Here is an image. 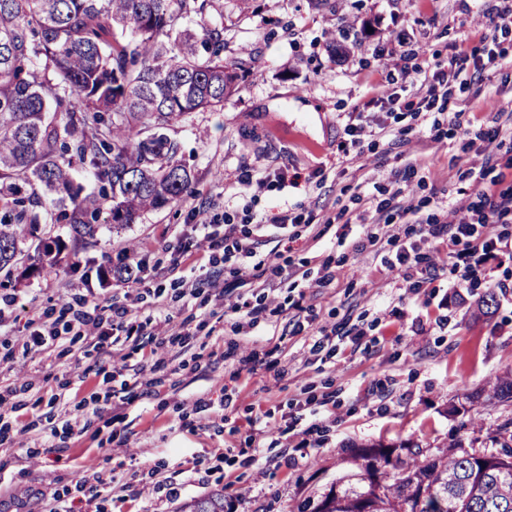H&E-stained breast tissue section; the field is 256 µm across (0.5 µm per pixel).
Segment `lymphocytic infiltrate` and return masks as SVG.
<instances>
[{
    "label": "lymphocytic infiltrate",
    "instance_id": "1",
    "mask_svg": "<svg viewBox=\"0 0 512 512\" xmlns=\"http://www.w3.org/2000/svg\"><path fill=\"white\" fill-rule=\"evenodd\" d=\"M392 59L395 68L414 76L412 101L402 102L400 94L394 92L371 97L356 108L344 127V153L362 155L366 140L371 138L395 143L396 126L404 120L408 109L414 117L429 120L431 131H440L448 123L445 110L450 79L466 73L471 80H480L486 71L501 69L505 55L498 45L485 41L469 50L453 47L445 61L418 58L411 49L393 53ZM418 169V164H406L401 172L402 186L372 203L375 215L384 219L383 232H366L353 241V250L364 252L381 248L385 243L391 245V252L382 257L381 263L387 269L400 271L405 287L411 290L438 279L446 269L454 276L456 287H479L491 260L498 254L512 252V188L496 192L482 187L473 190L467 200L454 208L439 202L434 212L427 214L403 190L404 183L410 182ZM205 237L212 243L223 240L225 262L251 263L256 279L267 284L281 279V252L274 249L267 255H258L248 225L228 222L223 231H209ZM446 241L456 247L453 261L447 267L440 264L437 249L438 244ZM105 311V306L94 297L87 300L85 309L72 314L79 334L91 337L94 348L109 346L117 331L132 342L142 337L145 324L137 314L125 308L116 310L118 322L109 327L104 323Z\"/></svg>",
    "mask_w": 512,
    "mask_h": 512
}]
</instances>
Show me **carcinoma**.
Segmentation results:
<instances>
[{
    "label": "carcinoma",
    "mask_w": 512,
    "mask_h": 512,
    "mask_svg": "<svg viewBox=\"0 0 512 512\" xmlns=\"http://www.w3.org/2000/svg\"><path fill=\"white\" fill-rule=\"evenodd\" d=\"M224 16V0H0V273L10 278L23 249L41 255L33 271L55 266L40 236L47 222L74 238L101 216L135 223L191 189L171 136L184 114L224 105L242 78L224 61V27L184 21ZM81 166L98 186L84 192ZM512 400V370L470 403ZM470 435L428 458L414 443L369 446L358 472L292 512H512V418L492 445L508 461L488 460ZM177 512H225L224 491Z\"/></svg>",
    "instance_id": "1"
}]
</instances>
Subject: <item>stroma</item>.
<instances>
[{"label": "stroma", "instance_id": "35a3bbf8", "mask_svg": "<svg viewBox=\"0 0 512 512\" xmlns=\"http://www.w3.org/2000/svg\"><path fill=\"white\" fill-rule=\"evenodd\" d=\"M494 0H224L223 16L208 22L224 28V58L242 63L246 74L224 98L223 107L200 109L176 125L179 160L191 174V190L176 203L144 214L116 229L100 224L94 238L76 245L61 224L44 232L60 245L58 271L0 288L13 306L0 316V389L27 387L24 407L11 413L12 430L0 442V512H44L38 491L73 486L86 465H97L108 484V512H174L185 500L212 489L224 491L229 512H291L296 501L328 492L354 473V446L410 441L438 454L467 418L492 431L512 416V405L475 404L456 413L471 392L512 369V256L501 255L480 289L453 285L439 277L423 294L403 289L397 271L380 256L354 253L338 245L335 228L321 239L303 232L291 254L318 272L324 259L337 270L326 288H310L302 302L314 327L346 317L380 319L368 347L328 345L321 359L309 349L312 336L288 333L289 315L266 311L250 335L233 336L236 316L215 317L218 305L238 294L259 300L251 276L231 278L223 302L205 282L223 274L209 256L223 249L203 244L200 218L223 229L252 201V221L264 225L260 252L276 242L267 228L284 210L312 211L316 222L332 215L337 203L354 196L381 195L406 161L421 163L427 178L412 179L415 198L456 204L475 188L480 160L473 143L490 125L494 109L512 114V64L485 73L481 83L454 81L449 112H466L454 136L432 142L426 127L409 133L402 158L375 142L356 159L339 150L349 112L371 94L388 95L411 79L394 70L390 58L398 37L419 57L432 58L455 44L477 40ZM384 22L371 37L362 26ZM390 81L376 83L378 73ZM492 92L494 109L480 93ZM298 176L280 185V172ZM184 237L200 241V261L173 266L171 248ZM144 263L146 280L121 275L123 263ZM114 272L103 299L151 317V332L184 324L175 343L133 349L118 343L94 349L88 337L61 332L48 349L30 335L44 322L47 308L80 306L101 268ZM201 281L196 293L183 281ZM494 293L495 314L473 319L479 293ZM425 331L414 334L413 319ZM254 355L255 363L240 360ZM336 395L322 409V432L304 435L311 416L297 430L265 432L266 422L285 425L297 402ZM75 421L71 434L51 436L49 418ZM260 445L243 447L252 428ZM207 469L205 481L187 472ZM176 487L173 497L153 489L155 479Z\"/></svg>", "mask_w": 512, "mask_h": 512}]
</instances>
